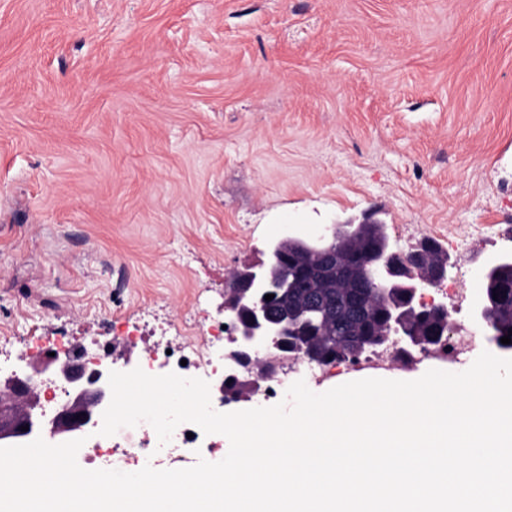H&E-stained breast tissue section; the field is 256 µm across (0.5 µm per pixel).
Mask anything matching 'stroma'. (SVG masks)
I'll list each match as a JSON object with an SVG mask.
<instances>
[{"label": "stroma", "instance_id": "stroma-1", "mask_svg": "<svg viewBox=\"0 0 512 512\" xmlns=\"http://www.w3.org/2000/svg\"><path fill=\"white\" fill-rule=\"evenodd\" d=\"M369 210L464 288L512 249V0H0V374L145 323L137 368L289 225ZM496 233L495 225L492 224L465 225L457 234V245L468 251Z\"/></svg>", "mask_w": 512, "mask_h": 512}]
</instances>
